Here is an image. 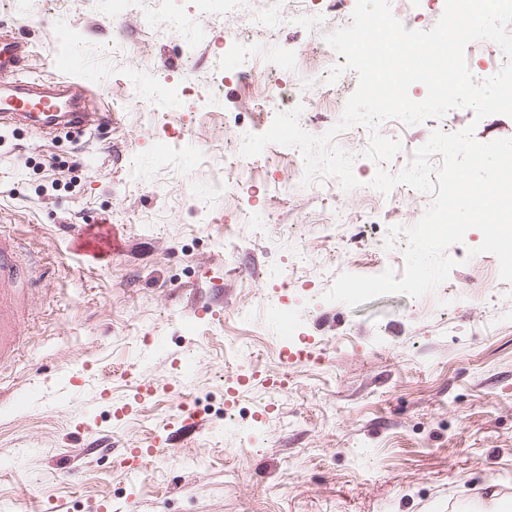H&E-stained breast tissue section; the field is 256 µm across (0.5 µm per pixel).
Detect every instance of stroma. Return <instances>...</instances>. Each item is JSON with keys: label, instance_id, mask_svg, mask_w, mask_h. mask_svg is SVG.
Segmentation results:
<instances>
[{"label": "stroma", "instance_id": "35a3bbf8", "mask_svg": "<svg viewBox=\"0 0 512 512\" xmlns=\"http://www.w3.org/2000/svg\"><path fill=\"white\" fill-rule=\"evenodd\" d=\"M158 10L149 27L136 4L115 22L86 0H0V31L33 49L23 79L65 75L79 41L73 81L112 115L76 138L0 124V234L44 274L19 355L0 367V512L32 492L33 512L59 501L98 512L105 500L128 512H459L492 477L512 499V282L494 255L468 256L480 232L448 249L459 264L424 299L324 302L340 274L404 270L406 237L383 246L388 203L360 152L368 128L335 142L353 157L351 191L304 183L272 144L238 170L234 194L227 142L271 126L259 86L211 85L212 55L240 25L216 27L195 0ZM316 28L335 25L298 16L258 33L261 65L307 83ZM357 84L349 71L336 94L311 87L304 130L336 125L337 99ZM451 124L484 143L512 138V117L467 108L378 130L416 149ZM82 224L111 225L121 249L102 261L75 252L69 228ZM298 347L322 364L281 368L280 350ZM143 385L155 394L140 402ZM156 436L169 460L138 474L121 465ZM106 437L111 454L82 455Z\"/></svg>", "mask_w": 512, "mask_h": 512}]
</instances>
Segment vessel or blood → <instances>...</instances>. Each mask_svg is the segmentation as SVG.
<instances>
[{
  "mask_svg": "<svg viewBox=\"0 0 512 512\" xmlns=\"http://www.w3.org/2000/svg\"><path fill=\"white\" fill-rule=\"evenodd\" d=\"M27 57L25 43L11 32L0 33V85L10 92L0 105V122L25 121L41 136L63 126L82 132L105 123V115L90 111L87 100L73 93L71 84L20 80ZM20 248L13 238L0 236V365L15 361L18 355L17 341L30 311L29 295L35 283L31 270L16 263Z\"/></svg>",
  "mask_w": 512,
  "mask_h": 512,
  "instance_id": "vessel-or-blood-1",
  "label": "vessel or blood"
}]
</instances>
